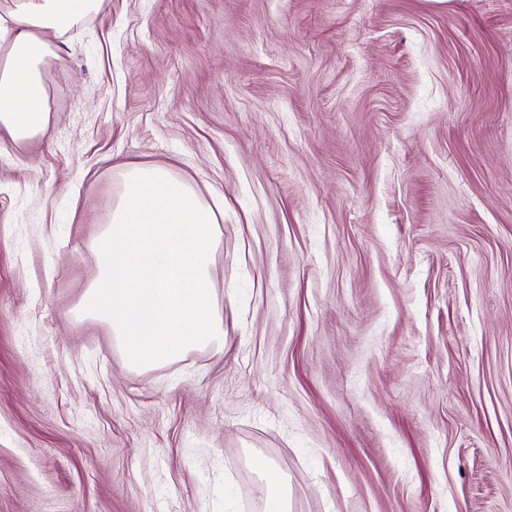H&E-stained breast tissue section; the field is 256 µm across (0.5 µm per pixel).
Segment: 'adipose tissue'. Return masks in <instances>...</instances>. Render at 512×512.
Segmentation results:
<instances>
[{
	"label": "adipose tissue",
	"instance_id": "ef3b65f1",
	"mask_svg": "<svg viewBox=\"0 0 512 512\" xmlns=\"http://www.w3.org/2000/svg\"><path fill=\"white\" fill-rule=\"evenodd\" d=\"M100 0H11L0 12V128L16 140L45 130L48 34L68 31L96 12Z\"/></svg>",
	"mask_w": 512,
	"mask_h": 512
}]
</instances>
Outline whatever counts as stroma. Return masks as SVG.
<instances>
[{"label":"stroma","instance_id":"obj_1","mask_svg":"<svg viewBox=\"0 0 512 512\" xmlns=\"http://www.w3.org/2000/svg\"><path fill=\"white\" fill-rule=\"evenodd\" d=\"M0 128V512H512V0H101ZM214 206L224 338L79 311L121 174ZM263 484L260 492L264 497L267 512H288V488L277 470L266 463L260 464Z\"/></svg>","mask_w":512,"mask_h":512}]
</instances>
